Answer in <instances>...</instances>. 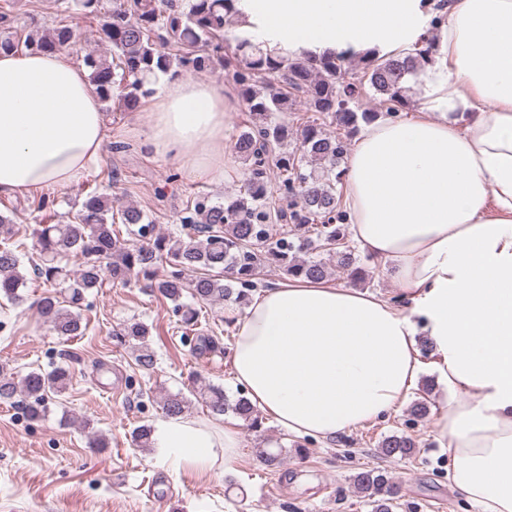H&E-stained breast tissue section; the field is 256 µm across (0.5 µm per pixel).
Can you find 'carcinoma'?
Listing matches in <instances>:
<instances>
[{
	"instance_id": "obj_1",
	"label": "carcinoma",
	"mask_w": 512,
	"mask_h": 512,
	"mask_svg": "<svg viewBox=\"0 0 512 512\" xmlns=\"http://www.w3.org/2000/svg\"><path fill=\"white\" fill-rule=\"evenodd\" d=\"M90 19L102 18L96 33L112 48L117 63L92 54L85 57L90 79L103 101L117 98L126 110H134L151 94L148 75L167 72L177 65L185 70L219 66L232 73L246 112L253 121L234 144L236 157L245 164L247 176L236 196L226 203L198 199L181 218L185 238L154 232L152 221L135 206L116 204L111 196L92 190L80 208L67 212L55 224L38 219L33 230L41 263L33 272L51 288L68 284L70 294L62 302L54 292L37 302L42 323L59 336H80L85 330L80 306L86 295L103 288L105 280L126 284L133 278L174 303L173 312L189 329L198 324L193 304H214L231 297L245 301L255 291L261 264L280 263L288 277L327 278L332 268L345 270L354 284L372 280L360 264L343 228L347 212L336 197V185L345 176L342 167L347 140L359 123H370L378 113L360 110L362 93L370 89L381 97L380 105L393 115L409 105L408 83L418 78L438 51L437 38L423 37L406 54L376 52L360 58L361 67L345 70L351 51L293 58L254 42L248 36L228 38L227 21L236 13V0H112V10L102 12L103 0H59L63 13L71 2ZM13 0L0 6V51L28 50L54 53L75 38L72 26L59 24L48 34L33 38L15 26ZM234 41L232 55L224 43ZM310 111L330 119L331 134L309 121L293 129L277 114L299 99ZM294 143L287 150L288 143ZM289 198L288 211L271 214L267 193L272 180ZM289 221L294 233L278 232L272 219ZM140 237L129 242L115 225ZM316 254L299 259L302 247ZM18 245L0 242V298L11 304L22 300L19 289L25 277L19 270ZM80 259L70 274L69 262ZM149 328L129 322L116 333L122 343L138 342L136 360L149 369L154 353L147 341ZM69 367L49 372L31 371L20 381L0 371V401L24 395V407L32 420L42 417L51 396L66 390ZM199 394L214 415L228 412L251 431H260L263 417L245 396L230 403L224 389L196 377ZM189 407L183 394H168L163 410L180 416ZM419 453L416 442L404 433H393L380 443L378 454L388 459H409ZM354 485L368 496L372 512H394L400 506L399 489L388 472L373 468L354 476Z\"/></svg>"
}]
</instances>
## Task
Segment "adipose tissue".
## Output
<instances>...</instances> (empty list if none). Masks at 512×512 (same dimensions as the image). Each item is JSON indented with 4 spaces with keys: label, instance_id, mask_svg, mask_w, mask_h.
<instances>
[{
    "label": "adipose tissue",
    "instance_id": "adipose-tissue-1",
    "mask_svg": "<svg viewBox=\"0 0 512 512\" xmlns=\"http://www.w3.org/2000/svg\"><path fill=\"white\" fill-rule=\"evenodd\" d=\"M419 0H238L241 33L282 54L402 50L427 22ZM142 144L224 180L234 93L150 74ZM421 114L365 127L349 155L350 233L401 305L325 281L260 291L231 366L253 405L299 437L330 439L397 410L423 368L455 393L434 421L448 481L477 512H512V0H449L423 79ZM107 125L66 53H0V196L68 185L97 167ZM152 446L175 466L233 471L239 441L185 416Z\"/></svg>",
    "mask_w": 512,
    "mask_h": 512
}]
</instances>
